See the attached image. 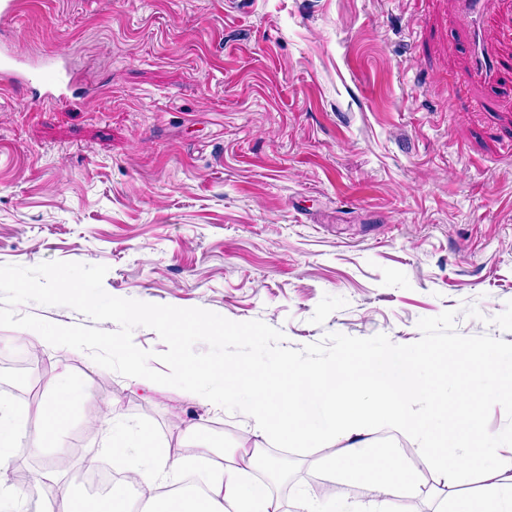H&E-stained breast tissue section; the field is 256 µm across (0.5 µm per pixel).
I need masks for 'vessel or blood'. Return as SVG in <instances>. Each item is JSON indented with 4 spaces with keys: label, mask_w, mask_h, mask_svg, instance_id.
<instances>
[{
    "label": "vessel or blood",
    "mask_w": 512,
    "mask_h": 512,
    "mask_svg": "<svg viewBox=\"0 0 512 512\" xmlns=\"http://www.w3.org/2000/svg\"><path fill=\"white\" fill-rule=\"evenodd\" d=\"M81 82V77L71 69L65 57H46L29 64L16 56L6 43H0L1 91L35 85L39 88L37 101L47 100L57 106H66L71 102L73 88Z\"/></svg>",
    "instance_id": "b4317fda"
}]
</instances>
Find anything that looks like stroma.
<instances>
[{"instance_id":"obj_1","label":"stroma","mask_w":512,"mask_h":512,"mask_svg":"<svg viewBox=\"0 0 512 512\" xmlns=\"http://www.w3.org/2000/svg\"><path fill=\"white\" fill-rule=\"evenodd\" d=\"M458 0H37L0 22L29 58L67 54L93 87L65 107L0 95V265L108 266L113 296L260 320L301 348L337 332L396 344L457 313L464 335L512 342V0H493L484 46L503 69L472 78ZM41 370L0 400L19 410L71 373L99 429H147L178 453L186 424L237 444L245 416L131 378L88 353L0 327ZM286 512L335 448L285 445Z\"/></svg>"}]
</instances>
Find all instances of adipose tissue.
I'll return each mask as SVG.
<instances>
[{
    "label": "adipose tissue",
    "instance_id": "ef3b65f1",
    "mask_svg": "<svg viewBox=\"0 0 512 512\" xmlns=\"http://www.w3.org/2000/svg\"><path fill=\"white\" fill-rule=\"evenodd\" d=\"M464 352L467 361L462 364L446 352L381 351L359 344L331 362L286 359L272 372L241 362L185 368V376L197 381L205 395L221 397L250 418L245 440L224 449L223 464L207 473L202 504L184 494H159L149 473L136 472L129 478L137 487L135 497L107 495L101 512H285L265 483L246 477L259 454L255 437L270 430L286 444L314 446L334 440L338 449L320 463V471L360 485L377 512H397L399 495L418 488L419 482L411 467L380 477L369 449L376 423L405 431L435 451L440 484L427 490V497L440 498L443 490L472 481V471L452 454L461 447L479 461L483 472L499 479L479 504L461 505L459 512H512V473L500 470L512 432L487 433L478 420L479 407L489 403L512 414V350L470 344ZM89 396L84 379L61 376L37 402L32 429L21 425L18 410L0 403V458L22 447L29 456L47 461L35 474L33 494L43 495L65 471L68 460L62 447L76 416L73 403ZM185 435L194 443L191 454L154 449L149 458L156 468L187 471L195 458L210 453L200 427H188Z\"/></svg>",
    "mask_w": 512,
    "mask_h": 512
}]
</instances>
